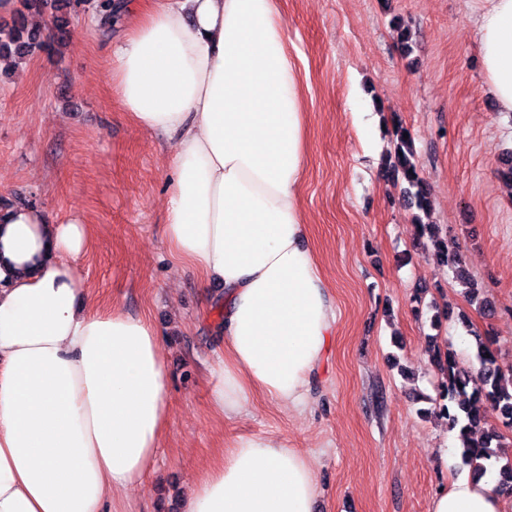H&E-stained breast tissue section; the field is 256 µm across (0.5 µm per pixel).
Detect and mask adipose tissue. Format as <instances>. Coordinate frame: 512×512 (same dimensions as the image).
Wrapping results in <instances>:
<instances>
[{"label": "adipose tissue", "instance_id": "ef3b65f1", "mask_svg": "<svg viewBox=\"0 0 512 512\" xmlns=\"http://www.w3.org/2000/svg\"><path fill=\"white\" fill-rule=\"evenodd\" d=\"M277 0H140L112 53L123 107L177 134L163 237L203 283L224 286L225 357L211 404L250 395L302 410L336 313L306 245V113ZM481 70L512 112V0H477ZM77 220L0 209V512H110L151 473L169 419L161 338L144 318L90 309L72 255ZM297 449L241 436L182 512H314ZM495 474L464 477L430 512H503Z\"/></svg>", "mask_w": 512, "mask_h": 512}]
</instances>
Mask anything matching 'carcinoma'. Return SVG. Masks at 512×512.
Listing matches in <instances>:
<instances>
[{
	"mask_svg": "<svg viewBox=\"0 0 512 512\" xmlns=\"http://www.w3.org/2000/svg\"><path fill=\"white\" fill-rule=\"evenodd\" d=\"M22 8L12 26L0 29V56L24 59L36 52L51 53L54 45L37 37L36 32L24 26V12L43 13L58 10L60 0H20ZM104 33L112 31L118 18L114 0H98L92 4ZM396 146L390 169L405 183V195L409 204L419 210L428 205V189L421 176L413 139L404 138L408 129L393 123ZM420 233L428 237L432 245V257L438 263L454 266L456 279L471 283V276L464 272L461 261L448 252V243L441 231L433 224L420 225ZM475 363L461 366L449 346L433 342L430 349L432 360L440 377L439 402L435 414L447 420L448 429L458 433L462 441L460 456L472 477L480 478L492 470L498 476L501 487L512 492V456L503 457L504 434L501 428L512 429V366L504 367L492 349L488 337L474 335Z\"/></svg>",
	"mask_w": 512,
	"mask_h": 512,
	"instance_id": "carcinoma-1",
	"label": "carcinoma"
}]
</instances>
